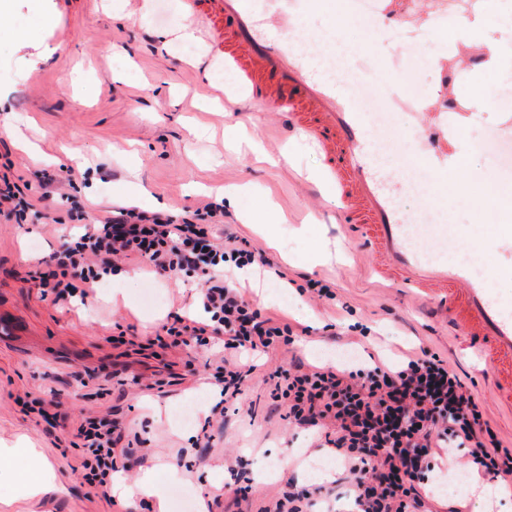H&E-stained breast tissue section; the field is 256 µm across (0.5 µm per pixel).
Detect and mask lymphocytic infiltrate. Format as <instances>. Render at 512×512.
I'll use <instances>...</instances> for the list:
<instances>
[{
  "instance_id": "obj_1",
  "label": "lymphocytic infiltrate",
  "mask_w": 512,
  "mask_h": 512,
  "mask_svg": "<svg viewBox=\"0 0 512 512\" xmlns=\"http://www.w3.org/2000/svg\"><path fill=\"white\" fill-rule=\"evenodd\" d=\"M76 179L71 168L61 180L42 181L37 200L5 182L0 216L27 220L40 200ZM223 221L224 207L213 201L178 222L164 213L113 205L78 238L64 239L40 258L36 281L55 306L66 310L73 297L88 296L113 265L132 257L167 278H197L208 321L176 314L162 330L176 344L187 337L200 346L223 341L224 354L212 364L213 379L230 409L257 370L241 363V353L281 350L306 330L261 309L248 289L226 276L224 264L265 268L269 261L248 239L232 233L216 237ZM264 383L289 426L317 429L321 447L341 458L361 512H462L453 504L436 505L425 491L439 444L448 440L459 443L482 479L512 485V448L502 444L471 382L430 346L407 353L397 369L380 362L348 370L291 361L268 369ZM76 436L87 454L86 479L110 493L111 475L129 453L124 427L102 416L86 420Z\"/></svg>"
}]
</instances>
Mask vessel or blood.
<instances>
[{
  "instance_id": "b4317fda",
  "label": "vessel or blood",
  "mask_w": 512,
  "mask_h": 512,
  "mask_svg": "<svg viewBox=\"0 0 512 512\" xmlns=\"http://www.w3.org/2000/svg\"><path fill=\"white\" fill-rule=\"evenodd\" d=\"M188 2L203 40L221 47L223 64L238 72L245 102L285 112L293 128L319 151L326 176L342 202L339 219L358 225L375 276L444 302L456 328L480 348L500 403L512 413V320L502 317L483 285L469 280L464 269L420 261L408 236V216L383 193L364 151L362 101L313 80L305 52L295 46L291 22L309 0H270V10L263 16L255 14L247 0ZM431 3L428 24L422 29L426 35L443 21H470L483 8L482 0ZM372 10L379 31L407 20L394 9L393 0H374ZM430 66L440 77L443 96L432 103L397 96L392 105L410 112L423 128V165L443 171L463 147L459 130L478 119L482 106H460L451 94L457 71L448 58L432 59Z\"/></svg>"
}]
</instances>
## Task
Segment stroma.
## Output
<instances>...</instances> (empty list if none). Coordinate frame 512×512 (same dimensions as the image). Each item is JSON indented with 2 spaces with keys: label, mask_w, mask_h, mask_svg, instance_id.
<instances>
[{
  "label": "stroma",
  "mask_w": 512,
  "mask_h": 512,
  "mask_svg": "<svg viewBox=\"0 0 512 512\" xmlns=\"http://www.w3.org/2000/svg\"><path fill=\"white\" fill-rule=\"evenodd\" d=\"M43 4L55 19L44 34L50 54L41 55V45L33 43L0 47V165L10 164L11 176L21 179L20 190L38 193L37 171L59 175L75 165L88 177L71 194L84 202L89 216L118 204L119 191L134 181L151 195L145 211L180 217L216 199L221 188L250 184L269 189L284 215L275 227L277 248L268 247L254 225L239 220L233 201L224 203V222L263 251L278 271L268 285L282 296L265 304V311L289 316L310 333L275 358L254 355V363L299 359L320 366L326 344L343 351L354 365L370 364L376 357L396 367L404 352L425 342L447 356L457 372L472 376L489 419L504 443H512V421L497 412L487 366L451 327L440 304L371 278L357 226L337 223L336 200L312 196L317 183L311 173L322 169L323 162L305 136L294 133L278 109L248 111L237 73L221 65L203 72L206 43L179 40L180 23L190 19L184 0H125L118 15L112 12V0ZM361 37V31L352 32L349 59L387 82L388 94L407 91L422 100L440 96L439 78L428 61L450 56L448 42L428 36L416 52L405 54L399 50L411 40L405 27L366 43ZM29 58L36 59L35 68H23ZM408 70L416 74L414 83H396L395 75ZM491 101L482 122L465 127L468 143L491 137L500 113H512V72L502 74L492 87ZM395 119L400 133L379 126L370 130L367 141L377 171L386 177L385 191L397 208L418 214L413 229L426 260L463 266L460 256L434 246L433 236L457 225L490 240L496 215L476 216L462 197L443 212L438 199L404 195L397 166L402 157L421 151L423 136L406 126L403 114ZM237 122L247 144L225 148L224 128ZM10 126L39 146L41 158L18 147L6 132ZM127 150L138 153L137 171L126 164ZM67 224L55 199L45 201L37 217L25 223L0 219V313L10 320L0 328V448L27 437L62 488L32 502L14 501L17 484L37 477L36 471L15 468L0 476V512H155L152 500L115 502L85 480L75 431L85 419L105 415L120 421L134 438L125 461L127 480H134L143 467H155L167 496L180 487L197 496L206 493L211 468L229 457L241 459L257 485L238 512H258L262 501L288 479L308 484L306 471L289 464V457L298 448L313 460L328 457L329 451L312 446L309 432L288 426L261 380H253L246 392L256 403L254 415L215 421L213 445L197 444L199 421L184 425L176 420V412L194 400L208 408L215 404L203 382L205 355L191 345L156 340L169 314L194 315L196 280L165 278L146 262L132 259L118 265L119 273L131 277L126 299L110 300L108 279L67 313L43 295L33 262L59 247ZM320 240L342 256L312 269L303 259ZM312 280L330 282L340 305L297 294V286ZM354 321L370 326L372 336L335 333V326ZM50 398L59 403L62 428H52L35 408L36 402ZM472 475L471 467L459 461L434 469L427 489L439 503L463 506L471 498L466 483Z\"/></svg>",
  "instance_id": "stroma-1"
}]
</instances>
